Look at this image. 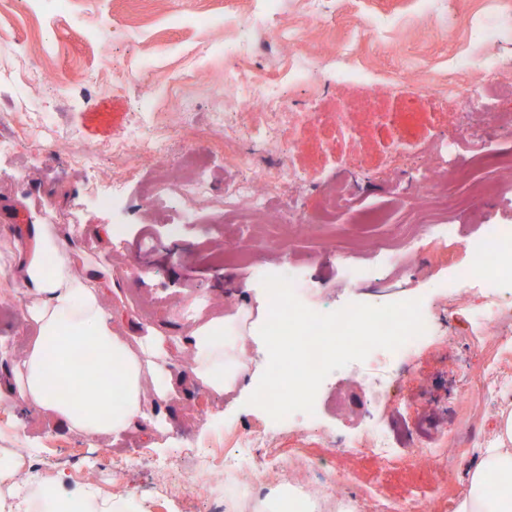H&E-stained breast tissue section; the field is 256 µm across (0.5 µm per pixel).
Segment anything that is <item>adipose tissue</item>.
Returning <instances> with one entry per match:
<instances>
[{"label":"adipose tissue","mask_w":512,"mask_h":512,"mask_svg":"<svg viewBox=\"0 0 512 512\" xmlns=\"http://www.w3.org/2000/svg\"><path fill=\"white\" fill-rule=\"evenodd\" d=\"M15 247L17 261L10 276L32 298L21 313L32 334L23 358L10 372L0 373V410L36 407L58 424L117 442L136 423L154 422L156 401L175 396L171 366L185 346L194 350L193 363L185 369L192 383L228 395L246 373L264 372L273 348L284 351L292 343L284 335L263 337L262 357L249 369L224 358L228 320L238 322L242 333H252L276 310L272 295L257 312L242 308L231 319L204 318L189 337L150 327L128 343L112 330L103 286L74 272L53 225H28L26 238L16 239ZM492 476L499 483L495 495L487 491ZM456 512H512L511 409L502 411L497 436L482 449Z\"/></svg>","instance_id":"obj_1"}]
</instances>
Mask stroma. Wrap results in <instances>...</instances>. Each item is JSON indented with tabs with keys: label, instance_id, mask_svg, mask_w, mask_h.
<instances>
[{
	"label": "stroma",
	"instance_id": "1",
	"mask_svg": "<svg viewBox=\"0 0 512 512\" xmlns=\"http://www.w3.org/2000/svg\"><path fill=\"white\" fill-rule=\"evenodd\" d=\"M512 14V0H321V18L311 21L306 0H66L58 7L38 0H0V129L13 131L12 144L0 146V269L15 259V235L25 225H54L56 234L80 264L111 270L119 295L106 305L120 311L114 330L126 340L147 327L171 335H188L196 326L188 306L203 304L204 316L223 315L244 306L257 309L267 292L262 274L295 270L308 288L305 306L335 311L351 303L382 306L405 298L444 308L437 324L438 340L418 344L414 351L381 352L333 371L321 383L313 413L273 420L242 393L220 396L204 388L158 402L166 421L158 431L138 424L121 444L92 439L55 423L39 409H29L25 426L0 410V468H17L16 451L28 449L37 470L25 483L0 486V512H56L63 497L80 496L83 512H212L205 491L186 492L181 475L198 460L221 465L238 434L267 427L270 447L278 453H306L301 430L327 428L359 435L377 424L392 440L391 459L380 460L367 450L335 457L336 469L349 479L347 496H368L406 504L440 496L444 487L432 473L417 467L411 456L414 439L445 447L454 439L461 456L446 464L458 492H466L479 450L492 441L508 398L478 399L469 394L472 410L457 423L449 395L462 372L478 374L493 360L506 358L512 373V277L503 278L496 302L503 310L505 338L496 342L476 320L484 298L465 289L457 269L471 260V247L481 241L484 225L512 226V189L475 200L470 209L453 211L459 246L455 266H436L426 258L435 244L422 237L407 246V258L392 266L381 248L400 238L417 219L414 183L429 170L467 165L473 152L483 157L482 173L499 175L502 155L512 153V129L486 128L483 112L512 109V99L482 95L484 58L496 61L504 82H512V41L493 40L489 21ZM255 26L245 28L241 19ZM111 21L112 32L100 39L96 31ZM276 29L286 40L268 41ZM252 47L247 57L233 54L235 45ZM351 53L340 56L341 45ZM207 54L190 86L181 76L185 59L198 46ZM468 58V68L457 65ZM39 61L54 87L34 83L30 61ZM244 68L282 85L287 106L298 112H357V130L337 138L333 129H305L301 149L290 165L306 182L300 190L301 214L309 229L289 242L270 235L255 244V261H219L225 247L223 225L216 215L224 208L226 165L235 152L260 169L274 152L248 138L228 143L211 135L216 113L235 121L239 100L224 74ZM350 67L365 72L372 89L341 82L337 71ZM155 90L162 106L156 116L136 109L138 99ZM191 90L193 122L172 143L173 153L192 144L197 174L211 184L203 199H187L176 187L148 199L145 187L159 177L148 160L104 156L98 183L88 182L61 152L71 144L98 149L131 128L151 135L157 121H176L183 90ZM60 91L59 109L44 119L41 138H28L24 124L37 104ZM372 112H390L401 121L411 142L452 137L454 154L412 157L401 165L389 159L390 135L370 122ZM350 178V201L337 210L331 225H322V190L333 180ZM375 211L381 224L363 223ZM346 242L334 250L330 237ZM353 266L370 271L356 282ZM412 357L411 375L401 381L398 396L382 410L372 405L365 377L392 380L402 359ZM47 488L54 497H44Z\"/></svg>",
	"mask_w": 512,
	"mask_h": 512
}]
</instances>
